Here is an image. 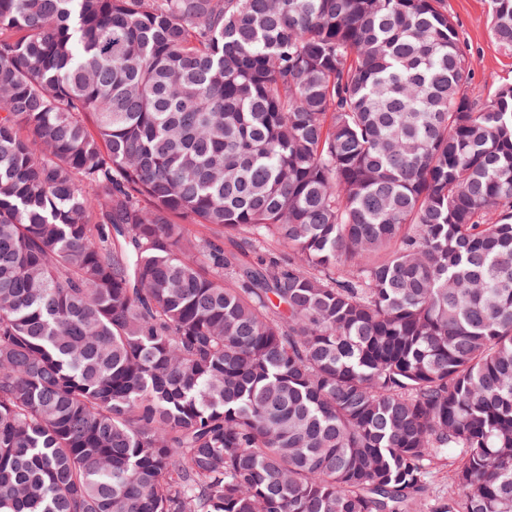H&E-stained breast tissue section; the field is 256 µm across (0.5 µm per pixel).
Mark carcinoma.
I'll return each mask as SVG.
<instances>
[{
  "instance_id": "1",
  "label": "carcinoma",
  "mask_w": 512,
  "mask_h": 512,
  "mask_svg": "<svg viewBox=\"0 0 512 512\" xmlns=\"http://www.w3.org/2000/svg\"><path fill=\"white\" fill-rule=\"evenodd\" d=\"M473 76L440 0H0V512H512Z\"/></svg>"
}]
</instances>
